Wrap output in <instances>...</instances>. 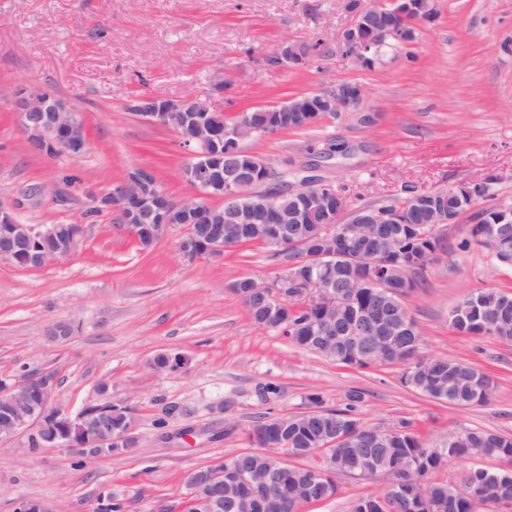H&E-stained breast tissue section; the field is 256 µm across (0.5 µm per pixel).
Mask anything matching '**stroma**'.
I'll return each mask as SVG.
<instances>
[{
  "label": "stroma",
  "mask_w": 512,
  "mask_h": 512,
  "mask_svg": "<svg viewBox=\"0 0 512 512\" xmlns=\"http://www.w3.org/2000/svg\"><path fill=\"white\" fill-rule=\"evenodd\" d=\"M350 20L343 0H0V205L24 224L87 226L78 252L61 262L25 270L0 260V379L53 372L54 403L72 413L101 394L123 403L140 444L131 455L85 459L72 448H31L28 430L0 440V512H19L26 500L44 512H97L108 497L124 512H181L191 470L245 448L261 417L306 411L313 393L329 408L360 393L362 424L408 421L429 443L466 428L512 436V343L448 325L449 310L471 293L512 291V266L468 241L473 212L445 227L443 250L405 300L423 355L493 378L487 404L463 407L405 387L402 366L346 368L252 323L231 285L283 273L286 262L269 248L191 260L178 228L144 251L116 214L92 211L94 196L137 168L151 169L174 199L198 195L181 177L188 152L175 131L126 112L133 96L193 93L233 116L344 81L364 87L359 110L244 141L280 187L312 176L353 210L494 174L479 209L512 204V0H437L415 40L384 48L367 69L337 48ZM286 39L321 52L295 69L271 63ZM22 84L78 108L84 155L28 148L9 107ZM60 320L74 334L49 342ZM162 353L185 362L156 370ZM335 482L332 498L304 512H349L355 496L387 479Z\"/></svg>",
  "instance_id": "stroma-1"
}]
</instances>
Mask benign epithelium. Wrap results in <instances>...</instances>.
<instances>
[{"label": "benign epithelium", "instance_id": "benign-epithelium-1", "mask_svg": "<svg viewBox=\"0 0 512 512\" xmlns=\"http://www.w3.org/2000/svg\"><path fill=\"white\" fill-rule=\"evenodd\" d=\"M350 24L339 36L344 59L350 63L369 68L374 65L381 46V35L389 31L398 37L409 23L426 22L435 18L436 12L425 7L421 0H390L387 5H374L358 0L349 10ZM275 62L297 66L307 55L300 53V44L288 41L281 44ZM364 90L358 83L341 82L330 88L311 93L307 106L296 102L292 96L274 107L276 112H305L304 123H316L326 115L320 113L318 103L333 102L336 111L356 110L363 103ZM139 112L136 116L149 123L169 124L170 114H180L183 146L191 153V160L182 168L184 180L201 193L205 202L175 200L158 189L153 172L138 168L124 179L112 184L109 192L94 198V209L115 213L121 220V227L136 240H145L148 245L169 236L181 220L199 223L198 236L209 242L208 251L212 255L224 252V224L237 222L251 225V232L262 242H268L279 252L288 250V240L295 236L293 225L312 222L316 219L334 224L347 212L345 201L338 194L308 191L311 181H304L296 188L288 189V195L301 196V206L294 211H285L278 199L280 191L259 190L267 184L269 166L260 160L249 167L228 171L217 163L218 148L224 138L233 136L238 142L250 138L251 131L238 126L230 131L218 130L211 122L213 108L208 99L190 95L173 100L155 95L136 98ZM11 110L16 112L26 134L31 149L50 157L66 153L78 157L87 150L88 141L77 107L58 97L38 90L31 85H21L15 89L10 100ZM224 187V208L212 209L206 200L215 196L218 186ZM466 183L448 189V195L455 198L457 208L466 209L472 199ZM264 195L261 207L249 214L244 213L239 202L253 195ZM427 220L443 230L444 225L454 224L457 217L445 218L439 212L437 202L423 204ZM503 227L493 231V237L503 239L512 234V209L499 207ZM405 212L385 207H359L350 212L344 233L351 234L373 245L375 256L381 257L391 248L387 236H377L375 224H404ZM85 227L82 224H22L14 213L0 205V259L7 260L23 269H41L60 262L75 254L84 240ZM336 234L332 231L323 236V245L294 258L288 264L292 268L298 262L306 263L308 277L291 279L277 277L266 282L253 281L254 287L246 292L247 302L259 299L268 312L284 296L289 281L305 289L310 298L324 310V317L315 329L319 345L325 352L336 347V337L345 336L358 345L366 339L377 344L379 359L397 354V350L381 342L384 334L383 323L387 319L380 314L374 319L354 322L344 328L336 327V309L347 302V295L339 290L340 278L326 277L323 272L332 271L336 264ZM55 376L47 371L35 375L24 374L12 383L0 380V397L6 398L7 407L0 414V439L10 438L32 424L37 425V433H42L44 424L34 416L35 405L41 409L52 406ZM138 444L134 431L118 432L112 424L101 423L95 427L90 448H110L120 443ZM188 505L192 512H223L224 473L212 474L205 491H194L189 496Z\"/></svg>", "mask_w": 512, "mask_h": 512}]
</instances>
